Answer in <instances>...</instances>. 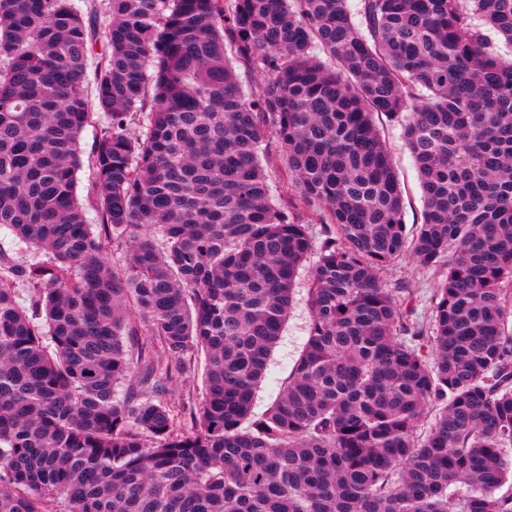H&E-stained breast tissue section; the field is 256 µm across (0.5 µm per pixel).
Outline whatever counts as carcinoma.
<instances>
[{"label": "carcinoma", "mask_w": 512, "mask_h": 512, "mask_svg": "<svg viewBox=\"0 0 512 512\" xmlns=\"http://www.w3.org/2000/svg\"><path fill=\"white\" fill-rule=\"evenodd\" d=\"M97 9L0 0V228L49 257L0 255V512H512V61L485 33L512 46V0H107L95 234ZM379 115L418 173L411 238ZM318 223L307 341L256 416ZM407 253L443 273L426 328L381 278ZM199 353L182 430L159 396ZM92 102V115L89 124L84 128L80 136V156L82 165L76 173V193L81 204L89 208L94 198L93 175L88 166V155L90 154L94 141L99 137L102 128L103 118L93 102V95L89 96ZM263 146L266 147V156L270 159L269 164V175H270V187H271V194L274 196V199H281L284 194H286V190L284 188V184L282 183L283 180H281V176L279 173V168L281 166L280 161V147L277 142V139L275 136H273L270 133H267V136L265 137V141L263 142Z\"/></svg>", "instance_id": "1"}]
</instances>
